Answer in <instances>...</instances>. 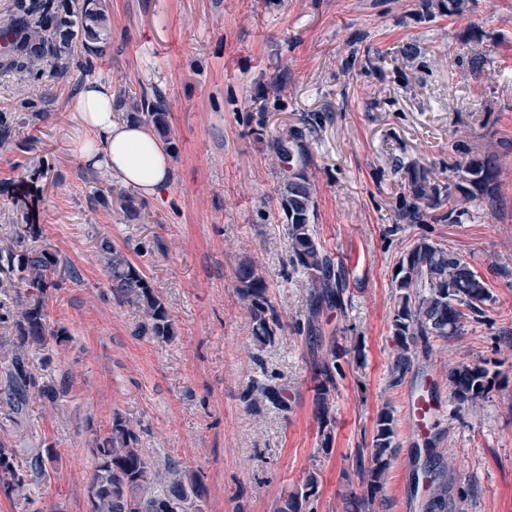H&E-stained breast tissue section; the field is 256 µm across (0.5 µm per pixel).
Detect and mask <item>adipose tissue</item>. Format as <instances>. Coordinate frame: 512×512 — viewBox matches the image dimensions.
Here are the masks:
<instances>
[{"instance_id":"ef3b65f1","label":"adipose tissue","mask_w":512,"mask_h":512,"mask_svg":"<svg viewBox=\"0 0 512 512\" xmlns=\"http://www.w3.org/2000/svg\"><path fill=\"white\" fill-rule=\"evenodd\" d=\"M67 109L83 133L78 150L88 167L104 170L148 196L164 192L171 177L170 153L144 124L116 121L111 84L84 83Z\"/></svg>"}]
</instances>
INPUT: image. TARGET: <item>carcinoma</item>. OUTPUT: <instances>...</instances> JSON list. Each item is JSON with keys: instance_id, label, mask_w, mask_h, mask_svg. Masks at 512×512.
I'll list each match as a JSON object with an SVG mask.
<instances>
[{"instance_id": "obj_1", "label": "carcinoma", "mask_w": 512, "mask_h": 512, "mask_svg": "<svg viewBox=\"0 0 512 512\" xmlns=\"http://www.w3.org/2000/svg\"><path fill=\"white\" fill-rule=\"evenodd\" d=\"M468 0H428L424 4L426 16L434 13L455 15L465 9ZM48 4L35 0H17L18 15L14 23L19 27L20 40L10 64L27 70H38L46 58L45 39L42 33L47 21ZM54 26L59 42L56 50L61 53L85 57V66H94V58L101 53L100 43L109 31L110 18L103 0H86L81 14L69 10L54 14ZM143 116L154 127L163 131L167 127V113L157 110L148 97L141 99ZM273 148L288 166L286 179L280 189L281 209L287 217L290 261L307 273L311 288L310 310L312 315L323 309H343L344 288L340 273L335 271L333 259L315 237L310 214L315 206V188L306 169L309 153L302 131L289 132L285 138L274 142ZM457 165L465 173V184L457 186L472 201H481L492 194L496 182V168L489 158L461 157ZM410 199L403 200L402 217L411 224L437 222L441 217L433 214L434 196L420 183H412ZM101 262L111 283L112 297L120 302L136 304L151 324L155 336L169 340L174 336L172 319L165 303L158 296L145 272L116 247L107 237L97 240ZM58 264L56 257L47 250L30 248L21 253L14 246L0 249V296L27 292L25 307L19 309L9 329L12 339L6 341L8 359L4 361V382L0 385V405L20 414L34 399L53 403L57 389L42 381L27 362L32 348H41L57 336L47 321L45 299L49 290L59 286L52 277ZM239 299L246 306L252 321L255 341L261 345L274 340L281 328L275 307L268 295L265 278L252 265H243L237 271ZM399 288L397 306L392 321L395 341L394 371L405 372L410 364L412 348L418 344L430 346V339L446 338L457 333L465 318L464 310L473 314L483 312L490 292L485 279L475 272L456 253L443 245L424 240L418 242L400 261V271L395 277ZM307 336L324 357L315 366L313 404L319 422L321 449L329 450L336 424V394L339 381L344 378L340 360L347 350L335 338L324 341L320 330L309 320ZM451 396L460 406L473 405L484 397L494 376L478 364H462L452 368L448 375ZM243 399L250 405L263 401L283 402L280 389L272 384L251 385ZM138 436L120 415L115 414L109 434L98 438L94 450L96 466L88 485L90 512H204L207 491L197 474L186 468L173 467L164 474L166 491L160 495L149 494L157 475L137 447ZM395 418L388 408L381 409L376 417L369 459L363 454L356 458V472L367 495L352 500L359 508L373 501V495L382 489L384 477L397 453ZM55 456L50 451H39L17 461L15 449L0 440V492L10 496L25 485V474L45 476L48 466L54 465ZM319 493V477L309 472L299 487L285 491L275 502L273 512H313L311 504Z\"/></svg>"}]
</instances>
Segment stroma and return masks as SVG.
I'll list each match as a JSON object with an SVG mask.
<instances>
[{
	"label": "stroma",
	"instance_id": "stroma-1",
	"mask_svg": "<svg viewBox=\"0 0 512 512\" xmlns=\"http://www.w3.org/2000/svg\"><path fill=\"white\" fill-rule=\"evenodd\" d=\"M111 19L92 70L81 56L48 54L42 70L0 66V238L34 225L59 259L62 286L46 310L56 336L29 363L59 391L20 418L0 407V438L19 457L51 449L53 469L28 478L0 512H89L91 453L121 414L157 469L198 472L205 512H272L276 498L317 472L314 512H345L366 492L355 473L376 415L392 410L399 448L369 512H425L427 453L443 467L447 512H512V0H469L463 14L426 15L422 0H105ZM412 49L413 64L401 53ZM477 69L453 64L458 52ZM111 83L116 117L161 91L172 175L157 198L88 168L66 103L86 81ZM307 131L315 186L311 223L347 277L341 311H322L324 337L348 351L336 428L322 451L313 405L322 352L296 330L310 282L289 261L280 208L284 165L272 142ZM493 157L492 197L461 193L442 219L411 224L409 182L461 183L459 152ZM132 197L133 209L122 206ZM461 217L447 219L449 209ZM108 237L149 274L173 320L153 335L136 304L112 297L94 245ZM447 245L487 282L482 317L417 346L395 379L392 317L401 258L418 241ZM254 265L282 330L257 346L236 271ZM481 363L496 384L476 407L448 387L456 364ZM285 400L250 407L253 384ZM430 392L431 430L411 432L409 396Z\"/></svg>",
	"mask_w": 512,
	"mask_h": 512
}]
</instances>
